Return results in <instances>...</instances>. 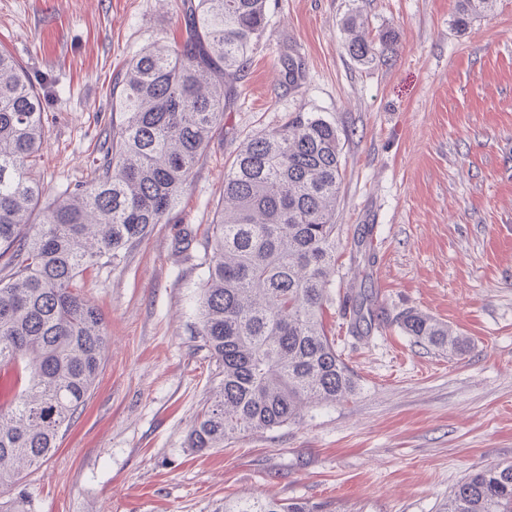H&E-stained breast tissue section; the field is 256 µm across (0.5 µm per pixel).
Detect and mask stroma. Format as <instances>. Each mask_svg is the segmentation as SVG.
Wrapping results in <instances>:
<instances>
[{
	"label": "stroma",
	"instance_id": "35a3bbf8",
	"mask_svg": "<svg viewBox=\"0 0 512 512\" xmlns=\"http://www.w3.org/2000/svg\"><path fill=\"white\" fill-rule=\"evenodd\" d=\"M266 5L224 123L168 221L83 276L109 345L85 407L19 489L32 512H224L241 497L447 512L469 471L512 462V0L464 29L456 0ZM352 16L370 36L393 33L383 58L350 55ZM184 35L182 0H0V49L42 98L48 188L90 179L117 78L143 49ZM298 112L339 134L324 319L358 390L201 454L188 434L220 377L198 334L197 285L224 169ZM357 294L372 312L367 334L343 304ZM410 310L459 331L463 354L415 343L399 326Z\"/></svg>",
	"mask_w": 512,
	"mask_h": 512
}]
</instances>
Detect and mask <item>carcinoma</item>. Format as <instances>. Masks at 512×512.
Masks as SVG:
<instances>
[{"label":"carcinoma","mask_w":512,"mask_h":512,"mask_svg":"<svg viewBox=\"0 0 512 512\" xmlns=\"http://www.w3.org/2000/svg\"><path fill=\"white\" fill-rule=\"evenodd\" d=\"M494 0H457V23ZM186 39L130 61L89 180L49 193L39 168V91L0 52V368H23L25 387L0 406V512H30L25 469L58 447L85 406L109 336L78 278L162 224L224 121L233 89L265 29L266 0H183ZM347 21L348 51L371 63L392 36L366 38ZM336 127L298 112L247 141L224 170V195L199 279L198 335L222 379L198 412L189 447L206 451L245 434L295 424L312 404L356 394L353 371L323 320L336 275V199L342 183ZM401 328L457 353L463 339L415 311ZM224 512H318L306 502L233 500ZM448 512H512V463L474 469L448 495Z\"/></svg>","instance_id":"obj_1"}]
</instances>
